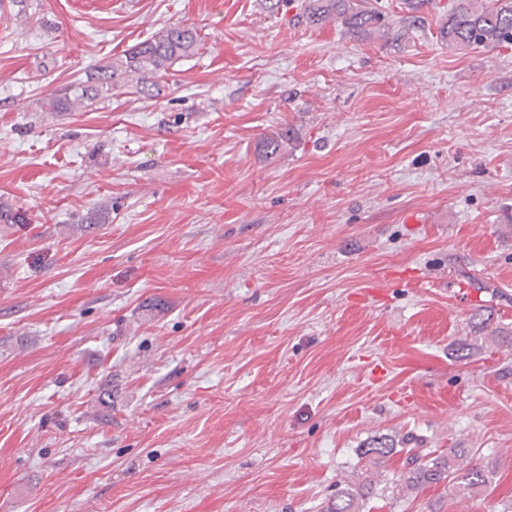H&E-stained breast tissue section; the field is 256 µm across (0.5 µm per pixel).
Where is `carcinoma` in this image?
Wrapping results in <instances>:
<instances>
[{
	"label": "carcinoma",
	"mask_w": 512,
	"mask_h": 512,
	"mask_svg": "<svg viewBox=\"0 0 512 512\" xmlns=\"http://www.w3.org/2000/svg\"><path fill=\"white\" fill-rule=\"evenodd\" d=\"M298 18L319 27L336 22L359 38L377 34L397 41L404 36L399 30L392 31L385 14L371 0H301ZM440 39L451 51L512 45V0H454L440 29ZM199 49L200 39L193 29L179 25L163 28L123 56L98 67L90 77L92 86L81 88L80 94L69 89L60 91L49 101L48 109L73 112L88 108L100 95L116 89L130 88L151 97L155 78ZM393 453L394 444L377 439L361 449L360 456L368 471ZM469 453L467 448H450L432 457L409 455L398 484L418 490L454 483L463 493L474 494L488 483L489 475L476 465L463 466ZM373 494V480L366 475L354 484L337 488L323 512H360L359 503Z\"/></svg>",
	"instance_id": "obj_1"
}]
</instances>
